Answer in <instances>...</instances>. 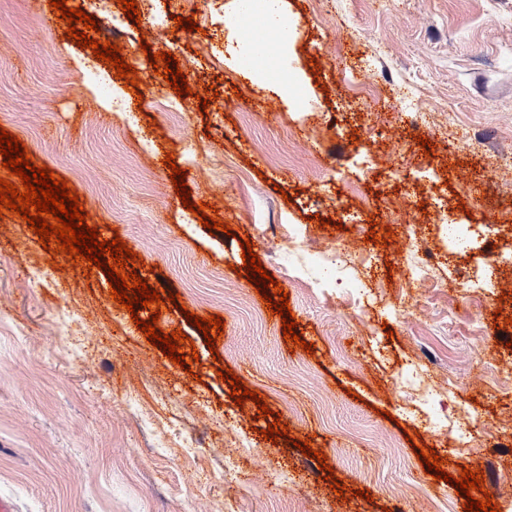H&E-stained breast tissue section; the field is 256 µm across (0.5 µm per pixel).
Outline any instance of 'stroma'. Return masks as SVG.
Masks as SVG:
<instances>
[{
  "label": "stroma",
  "instance_id": "1",
  "mask_svg": "<svg viewBox=\"0 0 512 512\" xmlns=\"http://www.w3.org/2000/svg\"><path fill=\"white\" fill-rule=\"evenodd\" d=\"M137 3L136 22L108 0L117 29L100 34L135 68L134 92L47 27L49 0H0V127L78 192L102 238L136 252L149 288L180 294L182 309H161L158 330H182L199 361L187 371L153 346L136 325L149 309L114 302L106 271L54 259L27 221L0 217V497L15 512H464L457 487L421 465L425 445L451 475L482 470L512 512V325L494 317L512 318V266H494L477 294L459 277L486 250L512 247V0H281L288 43L262 62L227 22L238 0H215L193 32L176 26L192 15L181 0ZM156 15L168 19L159 32ZM162 51L193 92L180 112L167 109L177 94L149 63ZM89 67L112 77L114 102L85 82ZM209 88L218 97L205 107ZM169 153L192 203L223 198L217 218L231 233L184 207ZM409 190L423 204L421 237L441 257L410 286L397 242L365 240L375 225L400 232L397 201ZM445 221L471 224L472 255L449 254ZM292 224L316 247L343 250L345 266L309 269L298 252L303 280L284 278L268 249ZM246 239L311 352L291 348L240 275ZM354 286L364 289L357 307ZM190 312L221 318L214 347ZM66 317L79 331L68 342ZM413 363L427 365L438 393L426 408L394 390ZM223 366L281 414L287 436L261 437L268 419L256 400L236 405ZM433 418L446 422L436 433ZM471 419L472 439L458 440L456 424ZM175 431L197 439L194 452ZM305 441L369 500L332 492Z\"/></svg>",
  "mask_w": 512,
  "mask_h": 512
}]
</instances>
